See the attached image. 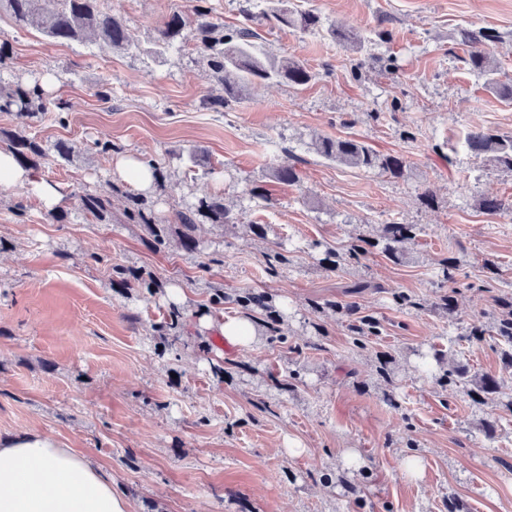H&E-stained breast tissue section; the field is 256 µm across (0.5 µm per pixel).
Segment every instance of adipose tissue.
Returning <instances> with one entry per match:
<instances>
[{
	"mask_svg": "<svg viewBox=\"0 0 512 512\" xmlns=\"http://www.w3.org/2000/svg\"><path fill=\"white\" fill-rule=\"evenodd\" d=\"M32 185L45 209L63 199L55 185L35 180L13 156L0 151V189ZM109 474L52 436L0 439V512H128Z\"/></svg>",
	"mask_w": 512,
	"mask_h": 512,
	"instance_id": "obj_1",
	"label": "adipose tissue"
}]
</instances>
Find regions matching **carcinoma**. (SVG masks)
<instances>
[{"mask_svg": "<svg viewBox=\"0 0 512 512\" xmlns=\"http://www.w3.org/2000/svg\"><path fill=\"white\" fill-rule=\"evenodd\" d=\"M101 0H0V12H6L19 28L32 27L53 41L94 40L114 51L129 52L138 48L126 28L123 20L100 8ZM192 15L180 12L169 15L154 31V52L164 53L177 44L194 40L196 47L212 76L223 87L224 94L213 98L210 108L222 112L236 101L243 88L256 83H286L292 87H301L316 78L303 61L283 55L271 57L263 51L259 43L261 35L254 27L257 20L256 0H237L238 25L224 29V23L213 15L212 9L204 2L195 0ZM268 7L262 12V18L269 27H296L302 31H312L322 24L321 16L312 10H299L290 0H266ZM331 35L340 42L355 49H362L363 38L353 32L338 27ZM461 44L469 47L465 63L471 70L486 76V87L497 93L504 101H512V84H505L498 78V67L486 50V45L499 40L498 32L493 28L469 29L459 32ZM64 106L52 102L43 85L37 81L16 79L10 83L0 82V112L15 116L17 126L13 130H0V138L6 141L7 149L16 162L26 169H36L40 160L53 153L62 160H70L76 152L74 145L57 142L48 147L36 137L27 133L30 122L49 112L55 113V119L62 123ZM468 151L484 155L497 166L512 170V136H504L491 128H479L469 132L465 139ZM315 150L321 156L340 164L365 171L379 169L393 178H400L406 170L404 159L397 155H384L372 147L348 138H322L315 143ZM85 213L96 220L106 222L112 218L110 199L91 193L81 198ZM483 210L497 215L512 210V203H506L496 197L482 200ZM177 225L181 246L188 252L198 248L195 236L197 224L207 221L211 224H233L236 217L224 207V199L219 195L202 197L186 210L177 214ZM125 219L129 224H142L155 249L163 247L166 237L172 230L168 224L156 216L154 202L145 195L134 198L133 207L126 211ZM415 224H386L381 239L382 253L393 261L401 255L402 244L415 238ZM375 243L366 239L351 242L346 256L325 248L322 262L332 270L340 266L343 258L359 260L368 248ZM112 280L123 288L131 283L147 291L159 287L152 279H145L131 268L121 265L112 267ZM235 301L243 309L267 307V297L260 293L244 291L236 295ZM497 309L486 316V321L477 320L471 324L466 334L455 338L457 342L471 345L481 344L490 338L501 350V359L505 366L512 367V295H504L496 300ZM354 316L350 324L353 349L363 351L372 340L381 334L380 322L370 315H360L357 309L348 308ZM162 336L171 337V342L179 340L178 314L173 312L158 326ZM419 363L429 369L440 364L445 358L442 350L432 346L417 353ZM442 382L450 385H473L469 390L475 406L481 407L498 397L500 382L488 374L469 377L468 369L458 365L446 371Z\"/></svg>", "mask_w": 512, "mask_h": 512, "instance_id": "obj_1", "label": "carcinoma"}]
</instances>
